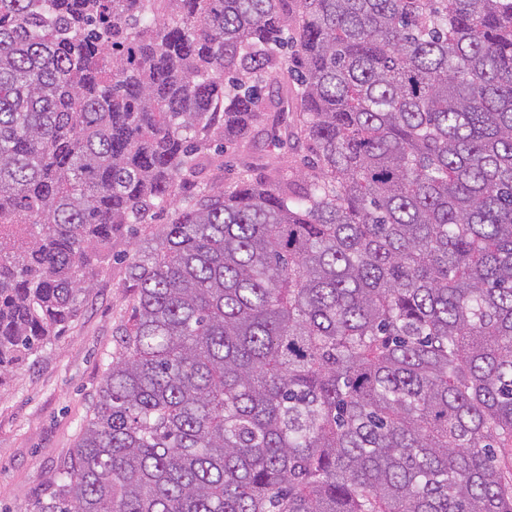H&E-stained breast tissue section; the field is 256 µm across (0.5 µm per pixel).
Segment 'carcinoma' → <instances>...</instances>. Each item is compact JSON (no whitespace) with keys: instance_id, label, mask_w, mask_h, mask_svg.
I'll return each instance as SVG.
<instances>
[{"instance_id":"1","label":"carcinoma","mask_w":512,"mask_h":512,"mask_svg":"<svg viewBox=\"0 0 512 512\" xmlns=\"http://www.w3.org/2000/svg\"><path fill=\"white\" fill-rule=\"evenodd\" d=\"M168 206L34 512H512V0H0V378ZM269 116H263L256 125L252 137L246 146L233 144L224 145V153H215L214 146L208 150L209 163L205 166L197 179L201 186L224 185V189L231 187L236 181L238 173L246 167H251L254 174L268 175L271 170L288 160L295 162V170L303 168V159L309 152L304 144L297 143L290 148L274 149L270 146L266 136L267 126L271 123ZM293 147V148H292ZM307 171V168H303Z\"/></svg>"}]
</instances>
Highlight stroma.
<instances>
[{"instance_id":"stroma-1","label":"stroma","mask_w":512,"mask_h":512,"mask_svg":"<svg viewBox=\"0 0 512 512\" xmlns=\"http://www.w3.org/2000/svg\"><path fill=\"white\" fill-rule=\"evenodd\" d=\"M268 124V118H261L247 145L211 153L199 184L228 188L245 168L266 174L284 161H303L305 145L270 146ZM169 218V211L157 212L151 223L135 225L119 238L114 257L100 267L77 317L61 336L0 379V512H33L37 497L75 448L116 351L113 331L133 306L126 267L145 240L161 238Z\"/></svg>"}]
</instances>
